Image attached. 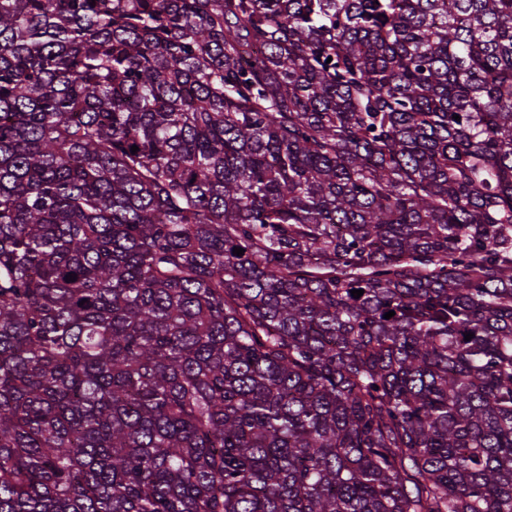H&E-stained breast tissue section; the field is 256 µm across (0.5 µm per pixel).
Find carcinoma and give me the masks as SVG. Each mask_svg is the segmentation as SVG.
<instances>
[{
    "mask_svg": "<svg viewBox=\"0 0 512 512\" xmlns=\"http://www.w3.org/2000/svg\"><path fill=\"white\" fill-rule=\"evenodd\" d=\"M0 512H512V0H0Z\"/></svg>",
    "mask_w": 512,
    "mask_h": 512,
    "instance_id": "cac0c4a2",
    "label": "carcinoma"
}]
</instances>
